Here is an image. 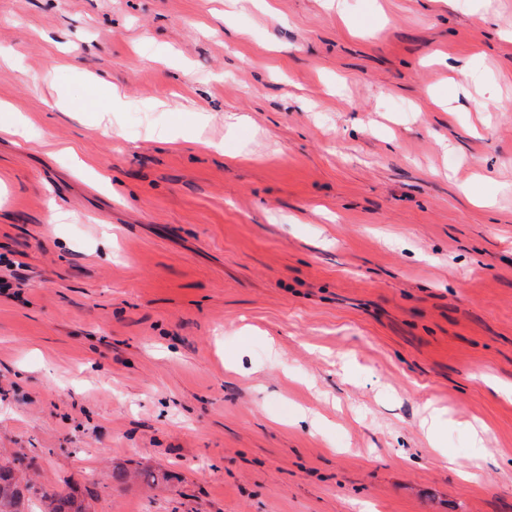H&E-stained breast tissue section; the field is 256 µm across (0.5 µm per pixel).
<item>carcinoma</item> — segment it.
I'll return each instance as SVG.
<instances>
[{"instance_id": "1", "label": "carcinoma", "mask_w": 512, "mask_h": 512, "mask_svg": "<svg viewBox=\"0 0 512 512\" xmlns=\"http://www.w3.org/2000/svg\"><path fill=\"white\" fill-rule=\"evenodd\" d=\"M15 462L0 465V512H29L32 498L40 500L41 512H87L84 501L75 495L49 492L42 486L22 481Z\"/></svg>"}]
</instances>
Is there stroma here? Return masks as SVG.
<instances>
[{"label": "stroma", "mask_w": 512, "mask_h": 512, "mask_svg": "<svg viewBox=\"0 0 512 512\" xmlns=\"http://www.w3.org/2000/svg\"><path fill=\"white\" fill-rule=\"evenodd\" d=\"M343 9L0 0L24 478L90 512H512V0ZM86 72L122 105L63 111ZM424 412L425 415L421 426L432 447L429 448V450L433 460L440 464L447 465L448 470L455 471L460 477L466 478L468 473L465 471V467L460 465L457 459L448 452V448H441L437 443V430L444 421L442 416L434 409H431L429 405H425Z\"/></svg>", "instance_id": "1"}]
</instances>
